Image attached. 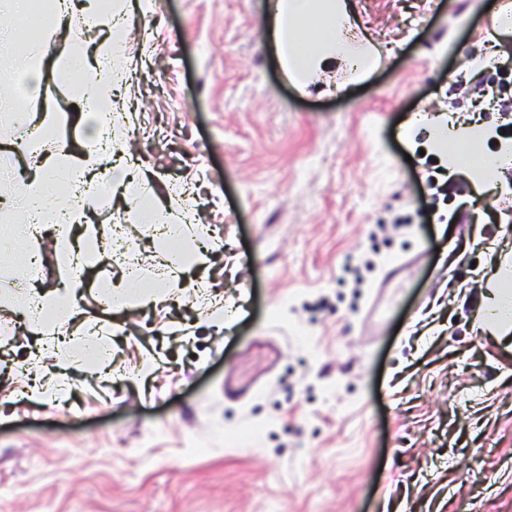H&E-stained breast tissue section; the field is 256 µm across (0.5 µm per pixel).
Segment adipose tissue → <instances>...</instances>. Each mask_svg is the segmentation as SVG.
<instances>
[{
	"label": "adipose tissue",
	"instance_id": "1",
	"mask_svg": "<svg viewBox=\"0 0 512 512\" xmlns=\"http://www.w3.org/2000/svg\"><path fill=\"white\" fill-rule=\"evenodd\" d=\"M70 7L73 6L69 0H61L58 7L40 15L43 37L29 49V79L40 83L45 67L49 66L60 78L71 82L81 97L110 101L115 81L125 66L124 58L109 36L92 50L75 44L61 23L64 11ZM75 7L86 27L108 32L119 29L126 17L121 0H80ZM351 25L347 0H281L273 34L284 59L292 61L297 81L309 83L329 66L336 67L350 81L365 74L377 62L371 51L353 43ZM0 115L14 126H27L37 133V140L26 142V149H35L38 141L57 138L53 124L35 120L11 95L3 92H0ZM93 123L101 133L100 138L78 154L62 146L55 148L22 183L21 194L32 217L15 231V239H21V246H14V240L0 241V247L13 253L17 264L29 270L37 259L45 225H57V240L67 241L66 260L72 274L64 288L32 295L18 303L29 320L42 323L53 343L58 340L61 326L73 318L76 298L83 286L87 250L68 241L73 227L85 229L90 224L89 202L80 192V185L102 175L110 176L113 187L126 191L136 220L157 225L159 230L163 258L155 275L156 288L148 289L137 271H125L117 283L110 286L113 303L122 304L133 298L156 303L174 294L179 266L183 262V245L195 234L193 225L171 223L164 206L131 194L135 162L123 137L111 132V113H95ZM413 126L427 129L431 147L449 172L465 175L473 185L485 190L501 189L497 175L512 167L511 139L500 137L494 127L484 123L462 124L444 114L418 116ZM478 328L497 336L504 349L512 350L511 278L502 279L496 289L486 295Z\"/></svg>",
	"mask_w": 512,
	"mask_h": 512
}]
</instances>
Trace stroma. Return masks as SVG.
<instances>
[{
	"label": "stroma",
	"instance_id": "stroma-1",
	"mask_svg": "<svg viewBox=\"0 0 512 512\" xmlns=\"http://www.w3.org/2000/svg\"><path fill=\"white\" fill-rule=\"evenodd\" d=\"M354 2L377 68L305 92L280 64L274 0H127L112 104L136 115L147 196L187 183L211 264L186 265L176 299L114 306L108 284L148 270L156 241L98 181L73 329L109 352L102 378L10 303L70 276L54 234L38 280L0 258V512H512V353L475 328L490 255L512 249L508 201L443 178L424 134L403 135L420 111L512 119L480 98L512 99V34L489 25L512 0ZM4 83L38 112L8 45ZM43 91L81 150L68 86Z\"/></svg>",
	"mask_w": 512,
	"mask_h": 512
}]
</instances>
